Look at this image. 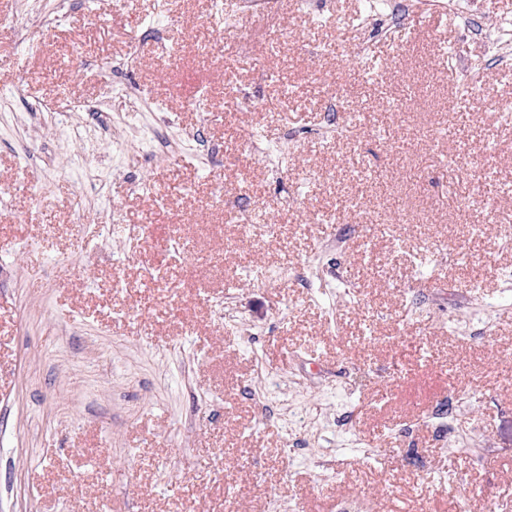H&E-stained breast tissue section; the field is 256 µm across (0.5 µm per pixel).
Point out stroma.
I'll use <instances>...</instances> for the list:
<instances>
[{
	"mask_svg": "<svg viewBox=\"0 0 512 512\" xmlns=\"http://www.w3.org/2000/svg\"><path fill=\"white\" fill-rule=\"evenodd\" d=\"M215 1L0 0V512H512V0Z\"/></svg>",
	"mask_w": 512,
	"mask_h": 512,
	"instance_id": "obj_1",
	"label": "stroma"
}]
</instances>
